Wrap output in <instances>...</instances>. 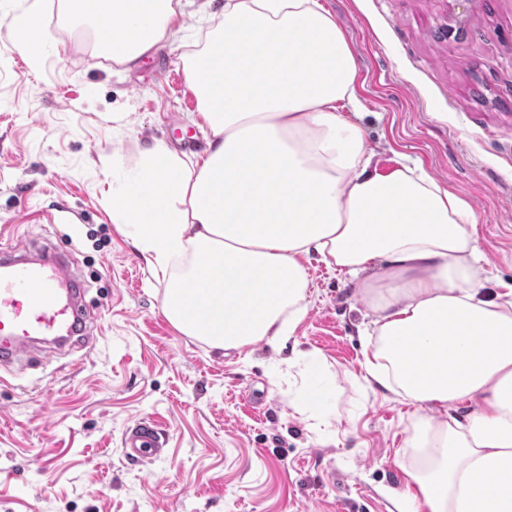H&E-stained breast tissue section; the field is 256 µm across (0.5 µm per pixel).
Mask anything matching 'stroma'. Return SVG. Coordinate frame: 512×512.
<instances>
[{"instance_id": "obj_1", "label": "stroma", "mask_w": 512, "mask_h": 512, "mask_svg": "<svg viewBox=\"0 0 512 512\" xmlns=\"http://www.w3.org/2000/svg\"><path fill=\"white\" fill-rule=\"evenodd\" d=\"M30 2L0 0V231L72 255L94 341L0 386V512H395L413 408L364 379L357 284L310 259L311 303L287 347L216 349L169 322L165 283L112 221L142 148H206L180 61L189 43L121 66L66 0H43L34 69L4 19ZM320 2L358 58L355 120L379 172L414 161L469 202L487 294L512 283V0ZM454 17L462 35L439 37ZM298 350L321 355L335 388L320 432L270 375ZM144 419L167 445L138 463L121 437Z\"/></svg>"}]
</instances>
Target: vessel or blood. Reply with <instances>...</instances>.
I'll return each mask as SVG.
<instances>
[{
    "instance_id": "1",
    "label": "vessel or blood",
    "mask_w": 512,
    "mask_h": 512,
    "mask_svg": "<svg viewBox=\"0 0 512 512\" xmlns=\"http://www.w3.org/2000/svg\"><path fill=\"white\" fill-rule=\"evenodd\" d=\"M84 284L65 256L45 248L38 256L0 246V371L23 369L36 355L85 341L90 333ZM165 445L161 425L143 420L125 432L124 456L140 462Z\"/></svg>"
}]
</instances>
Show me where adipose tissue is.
Returning a JSON list of instances; mask_svg holds the SVG:
<instances>
[{
    "label": "adipose tissue",
    "mask_w": 512,
    "mask_h": 512,
    "mask_svg": "<svg viewBox=\"0 0 512 512\" xmlns=\"http://www.w3.org/2000/svg\"><path fill=\"white\" fill-rule=\"evenodd\" d=\"M114 63L187 37L182 0H74ZM208 148L189 161L156 142L112 193L167 288L161 307L211 347H279L309 300L318 255L356 281L371 318L368 384L415 405L397 512H512V284L487 298L477 216L421 166L379 174L356 122L357 60L320 0H224V20L181 57ZM203 302L209 317L189 316ZM297 408L334 399L322 358L297 352ZM467 405L461 415L449 406Z\"/></svg>",
    "instance_id": "1"
}]
</instances>
